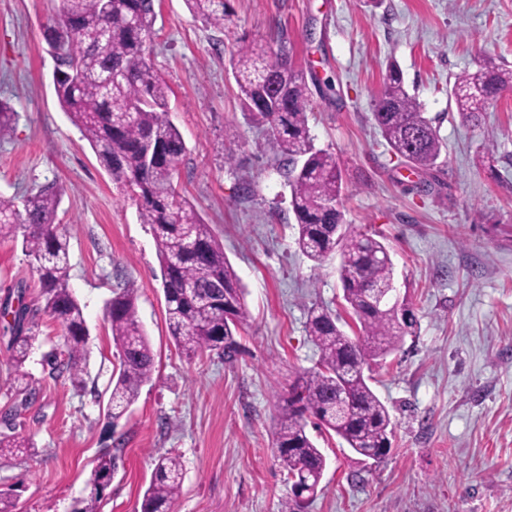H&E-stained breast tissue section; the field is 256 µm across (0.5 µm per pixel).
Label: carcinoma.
<instances>
[{
  "mask_svg": "<svg viewBox=\"0 0 512 512\" xmlns=\"http://www.w3.org/2000/svg\"><path fill=\"white\" fill-rule=\"evenodd\" d=\"M229 0H185L204 24L224 29ZM154 0H60L47 20L49 50L62 46L74 77H52L60 107L80 129L100 165L113 181L138 200L139 220L151 226L157 246L168 331L178 350L193 357L215 351L227 361L237 354L234 331L248 324L244 289L224 248L194 206L173 182L186 144L178 128L164 118L168 86L151 65L156 34ZM230 58L244 108L266 127L291 187V207L298 226L296 244L315 263L340 253L343 298L363 335H346L329 310H309L306 331L318 351L315 366L299 375L283 398L273 445L291 481L283 512H303L316 497L326 458L306 431L317 418L361 456L384 459L392 448L389 410L369 385L365 367L396 350L416 334L412 306L381 308L370 301L374 288L393 279L385 243L368 233L342 232V170L336 154L318 149L310 133L311 99L304 75L289 58L288 40L280 37L270 52L246 43ZM512 89V70L485 63L456 75L452 87L457 112L479 125L488 101ZM373 117L389 146L414 168L432 169L443 147L431 120L406 88L401 69L389 66L382 91L374 98ZM15 113L0 103V139L9 135ZM63 190L48 186L18 206L0 199V237L22 236L23 249L41 283L43 311L63 329L64 359L50 360L51 371L75 387L85 385L89 332L83 310L68 287L69 240L55 224ZM137 296L121 288L107 304L120 366L112 380L110 417L116 420L153 379L154 355L137 316ZM36 309L24 302L9 323L8 349L16 374L12 388L32 396L25 374ZM32 444L0 435V453L12 454ZM116 456L104 453L88 481L87 496L73 512H102L103 491L112 481ZM178 458L159 457L145 490L140 512H172L181 487Z\"/></svg>",
  "mask_w": 512,
  "mask_h": 512,
  "instance_id": "1",
  "label": "carcinoma"
}]
</instances>
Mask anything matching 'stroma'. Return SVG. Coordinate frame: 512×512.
<instances>
[{
	"instance_id": "obj_1",
	"label": "stroma",
	"mask_w": 512,
	"mask_h": 512,
	"mask_svg": "<svg viewBox=\"0 0 512 512\" xmlns=\"http://www.w3.org/2000/svg\"><path fill=\"white\" fill-rule=\"evenodd\" d=\"M58 5L0 0V102L17 114L0 139V197L18 203L44 186L65 189L56 222L90 332L88 376L79 389L51 375L62 330L38 313L23 366L34 396L18 408L0 318V433L34 443L0 458V489L18 488L17 512H71L106 452L117 469L103 512H138L162 455L182 462L173 512H281L290 496L272 431L289 384L318 359L308 310L328 307L350 336L361 326L343 299L339 255L316 264L298 251L291 188L229 65L238 37L272 48L281 35L312 91L314 143L342 166L344 229L388 246L398 297L419 322L372 367L395 425L389 455L376 463L311 429L327 467L306 512H512V90L489 102L477 126L450 104L461 71L487 61L512 70V0H229L221 32L184 0H155L151 60L187 147L173 181L211 225L251 314L230 362L210 351L186 359L168 332L151 227L55 95L44 24ZM392 61L443 143L427 172L398 158L373 119ZM125 286L137 291L155 372L113 425L119 361L106 303ZM20 288L37 304L40 282L21 239L2 238L0 300Z\"/></svg>"
}]
</instances>
